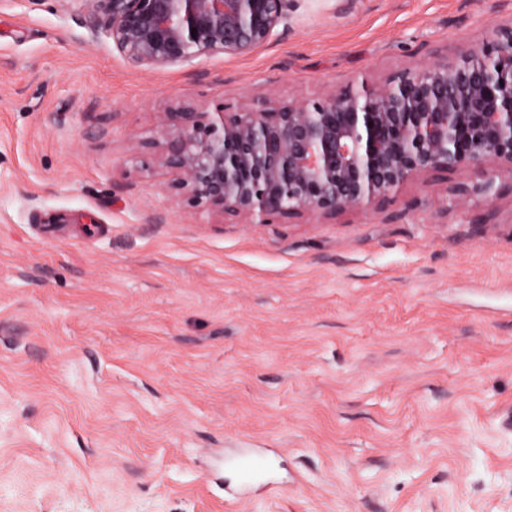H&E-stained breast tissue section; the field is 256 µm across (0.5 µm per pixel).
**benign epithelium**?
<instances>
[{"label": "benign epithelium", "mask_w": 512, "mask_h": 512, "mask_svg": "<svg viewBox=\"0 0 512 512\" xmlns=\"http://www.w3.org/2000/svg\"><path fill=\"white\" fill-rule=\"evenodd\" d=\"M137 66L235 57L270 44L290 24L293 0H85ZM196 34H191V29ZM147 142L195 208L260 224L309 211L367 210L412 177L481 171L494 194V162L512 170V24L452 62L404 71L381 83L272 105L164 112Z\"/></svg>", "instance_id": "1"}]
</instances>
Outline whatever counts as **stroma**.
Wrapping results in <instances>:
<instances>
[{
  "mask_svg": "<svg viewBox=\"0 0 512 512\" xmlns=\"http://www.w3.org/2000/svg\"><path fill=\"white\" fill-rule=\"evenodd\" d=\"M297 5L149 70L83 0H0V512H512V170L254 225L147 147L163 112L454 60L512 0ZM247 464L278 491L228 495Z\"/></svg>",
  "mask_w": 512,
  "mask_h": 512,
  "instance_id": "1",
  "label": "stroma"
}]
</instances>
